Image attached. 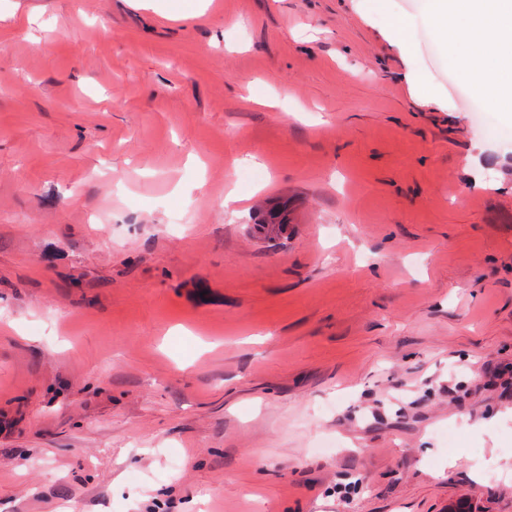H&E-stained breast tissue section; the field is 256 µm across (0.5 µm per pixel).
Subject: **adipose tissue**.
I'll use <instances>...</instances> for the list:
<instances>
[{"mask_svg":"<svg viewBox=\"0 0 512 512\" xmlns=\"http://www.w3.org/2000/svg\"><path fill=\"white\" fill-rule=\"evenodd\" d=\"M450 62L487 104L512 99V0H433Z\"/></svg>","mask_w":512,"mask_h":512,"instance_id":"adipose-tissue-1","label":"adipose tissue"}]
</instances>
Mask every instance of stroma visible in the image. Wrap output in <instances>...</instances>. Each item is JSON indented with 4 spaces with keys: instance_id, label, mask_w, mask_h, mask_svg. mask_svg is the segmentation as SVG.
<instances>
[{
    "instance_id": "stroma-1",
    "label": "stroma",
    "mask_w": 512,
    "mask_h": 512,
    "mask_svg": "<svg viewBox=\"0 0 512 512\" xmlns=\"http://www.w3.org/2000/svg\"><path fill=\"white\" fill-rule=\"evenodd\" d=\"M429 11L0 0V512H512V120Z\"/></svg>"
}]
</instances>
